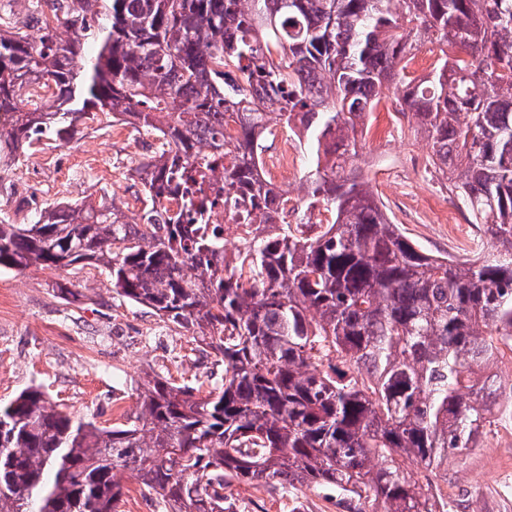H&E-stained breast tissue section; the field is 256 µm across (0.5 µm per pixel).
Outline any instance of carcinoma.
<instances>
[{"mask_svg":"<svg viewBox=\"0 0 512 512\" xmlns=\"http://www.w3.org/2000/svg\"><path fill=\"white\" fill-rule=\"evenodd\" d=\"M36 34L0 21V163L101 113L162 140L147 205L103 202L0 222V269L102 264L112 290L224 365L207 394L143 379L134 420L98 426L39 388L0 403V512H121L137 474L164 512H237L233 488L333 489L348 512H447L430 474L477 447L494 367L512 353V0H33ZM438 50L422 76L412 51ZM393 83L428 162L499 244L432 254L355 168L357 133ZM51 88L44 102L37 88ZM232 123L236 134L224 136ZM305 133V196L331 223H285L263 180L269 126ZM256 234L235 262L206 223V172ZM199 182L186 207L163 200ZM413 459L423 479L400 469Z\"/></svg>","mask_w":512,"mask_h":512,"instance_id":"cac0c4a2","label":"carcinoma"}]
</instances>
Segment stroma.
I'll list each match as a JSON object with an SVG mask.
<instances>
[{"mask_svg": "<svg viewBox=\"0 0 512 512\" xmlns=\"http://www.w3.org/2000/svg\"><path fill=\"white\" fill-rule=\"evenodd\" d=\"M381 121L373 113L359 137L362 179L393 223L422 248L467 257L480 225L465 213L449 223L454 202L447 181L427 164L426 140L392 124L402 149L390 155L378 131ZM153 145L151 135L99 116L74 138L42 139L0 173V220L23 224L35 211L62 202L105 201L127 210V197L141 191L134 169ZM115 183L125 185V196L111 195ZM61 284L76 298L64 299ZM149 375L205 392L220 384L224 369L185 332L113 292L105 269L0 271V402L33 386L70 416L115 426L134 415L137 384ZM433 483L448 512H512V422L494 421L478 446L450 458ZM234 497L238 512H345L331 492L282 496L244 486Z\"/></svg>", "mask_w": 512, "mask_h": 512, "instance_id": "1", "label": "stroma"}]
</instances>
